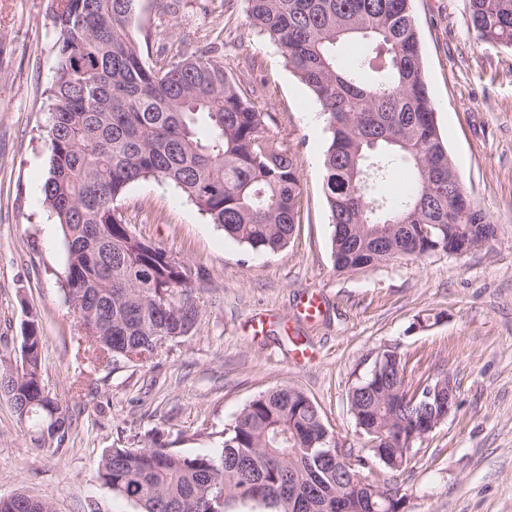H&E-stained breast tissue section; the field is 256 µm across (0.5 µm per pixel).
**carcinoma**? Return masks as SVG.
Instances as JSON below:
<instances>
[{
  "instance_id": "obj_1",
  "label": "carcinoma",
  "mask_w": 512,
  "mask_h": 512,
  "mask_svg": "<svg viewBox=\"0 0 512 512\" xmlns=\"http://www.w3.org/2000/svg\"><path fill=\"white\" fill-rule=\"evenodd\" d=\"M138 0H53L59 66L47 88L48 176L44 200L67 248L62 285L77 311L90 361L146 364L163 336L192 335L200 305L187 270L160 244L126 223L119 201L148 178L179 189L224 233L252 250L276 252L298 224L297 162L264 132L265 114L224 71L218 46L196 55L162 50L146 61L136 42ZM258 33L286 49L293 72L316 96L330 133L323 189L333 226L334 269L351 272L401 256L459 257L468 228L496 232L488 214L448 179V151L423 71L411 0H247ZM473 28L512 46V0H469ZM367 41L342 66L336 47ZM412 166L413 191L384 192L399 163ZM390 239L378 250L364 227ZM45 336L35 319L23 329L20 366L0 356V394L38 446L60 448L69 409L44 385ZM400 369L375 370L348 395L356 427L378 460L403 464L423 397L443 375L415 388ZM328 428L309 396L285 384L252 399L218 457L185 456L158 444L111 448L98 478L141 512H222L250 502L260 512H398L404 496L385 485L369 495L351 480L363 458L336 468ZM0 512H52L19 492Z\"/></svg>"
}]
</instances>
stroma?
<instances>
[{
    "label": "stroma",
    "instance_id": "stroma-1",
    "mask_svg": "<svg viewBox=\"0 0 512 512\" xmlns=\"http://www.w3.org/2000/svg\"><path fill=\"white\" fill-rule=\"evenodd\" d=\"M51 0H0V334L18 359L38 319L42 375L72 418L60 449L40 448L0 396V497L44 499L54 512H139L97 478L106 449L159 432L184 455L216 454L258 394L288 383L318 406L336 443L368 457L348 393L375 352L397 348L406 380L443 372L457 407L415 442L397 469L370 460L373 481L399 487L404 512H512V47L472 28L468 0H412L436 120L464 192L496 226L461 259L401 257L336 272L323 191L328 131L319 103L281 46L252 26L246 0H140L139 44L192 54L220 40L224 69L267 115L265 134L297 159L299 224L275 253L225 237L172 186L132 184L120 206L135 234L191 273L200 304L193 335L147 364L90 370L85 337L62 283L67 249L41 195L47 176L45 89L58 65ZM262 67L250 71L246 57ZM323 308L307 319L303 295ZM432 313L439 322L422 327ZM311 358L298 360L297 344Z\"/></svg>",
    "mask_w": 512,
    "mask_h": 512
}]
</instances>
